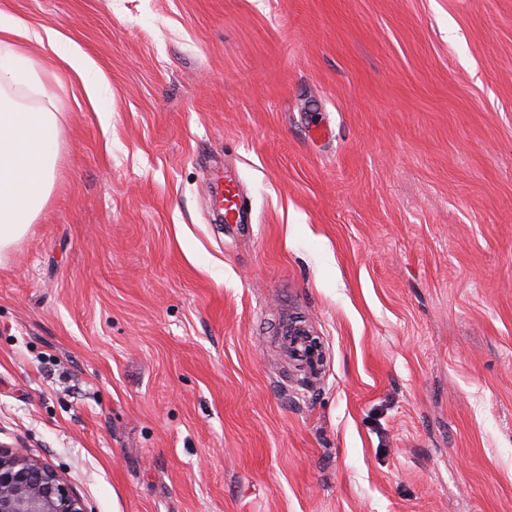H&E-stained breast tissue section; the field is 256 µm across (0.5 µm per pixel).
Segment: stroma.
<instances>
[{
	"instance_id": "35a3bbf8",
	"label": "stroma",
	"mask_w": 512,
	"mask_h": 512,
	"mask_svg": "<svg viewBox=\"0 0 512 512\" xmlns=\"http://www.w3.org/2000/svg\"><path fill=\"white\" fill-rule=\"evenodd\" d=\"M0 15L59 127L0 255V443L88 512H512V0ZM224 223L228 228L238 224L240 213V194L236 183L232 180H224L223 194ZM283 336L287 348L288 344H290L300 359V362L308 365L311 370L315 372L313 375L318 374L322 367V352L320 349L311 347L306 338L305 331L303 329H295L288 335L287 324Z\"/></svg>"
}]
</instances>
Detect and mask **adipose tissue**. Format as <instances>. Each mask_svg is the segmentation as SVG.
<instances>
[{"label": "adipose tissue", "mask_w": 512, "mask_h": 512, "mask_svg": "<svg viewBox=\"0 0 512 512\" xmlns=\"http://www.w3.org/2000/svg\"><path fill=\"white\" fill-rule=\"evenodd\" d=\"M23 30L0 17V252L22 238L48 200L56 179L55 113L22 104L44 87L30 55L18 44Z\"/></svg>", "instance_id": "1"}]
</instances>
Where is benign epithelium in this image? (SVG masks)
<instances>
[{
  "label": "benign epithelium",
  "mask_w": 512,
  "mask_h": 512,
  "mask_svg": "<svg viewBox=\"0 0 512 512\" xmlns=\"http://www.w3.org/2000/svg\"><path fill=\"white\" fill-rule=\"evenodd\" d=\"M0 512H87L48 465L0 444Z\"/></svg>",
  "instance_id": "1"
}]
</instances>
